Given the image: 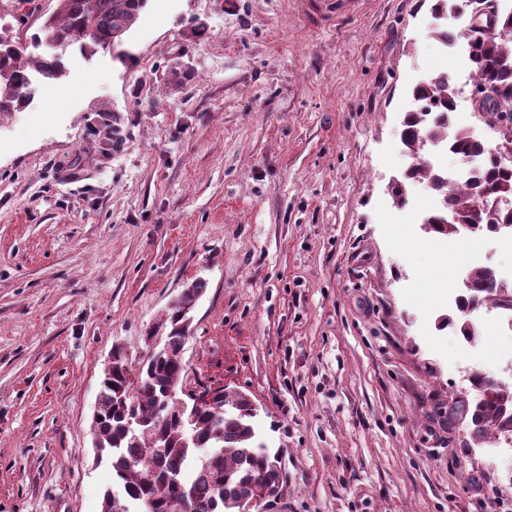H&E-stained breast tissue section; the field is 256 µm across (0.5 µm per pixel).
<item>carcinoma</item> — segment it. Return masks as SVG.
Here are the masks:
<instances>
[{"label":"carcinoma","instance_id":"carcinoma-1","mask_svg":"<svg viewBox=\"0 0 512 512\" xmlns=\"http://www.w3.org/2000/svg\"><path fill=\"white\" fill-rule=\"evenodd\" d=\"M59 11L46 20L47 36L60 46L80 44L94 55L117 31L128 33L137 22L147 0H58ZM471 7L483 12L498 11L500 28L510 30L469 35L460 30L435 27L431 37L446 45L464 39L475 70L473 85L491 86L512 97V11L501 12L490 0H471ZM64 66L58 57L23 55L13 45L0 40V113L15 112L26 106L33 93L32 73L51 83L62 76ZM417 108L406 114L401 142L406 150L420 157L421 138L434 142L449 140L452 154L464 160L477 153L487 154L484 166L475 171L469 189L448 185V178L430 165L407 169L403 182L420 179L439 197L438 208L427 215L431 233L438 237L458 234L462 224L512 226V208L499 209L496 200L512 197V165L497 160L498 147L485 145L465 129L453 137L457 88L446 73L417 83L412 89ZM451 213L453 224L441 223ZM205 282L196 280L179 295L165 320L168 332L162 348L148 358L138 372L125 363L112 372V379L101 380L100 419L92 434L100 445L102 460L112 469V479L125 494V512H134L140 497L151 496L157 512H239L244 499L266 496L285 481L276 468L279 455L260 441L257 403L246 393L230 387L213 390L212 402L189 413L168 396L182 387L185 364L180 357L184 333L182 313L194 308ZM512 287H504L489 268L474 270L466 292L459 296L457 310L465 315L484 305L501 307ZM475 387L489 392L480 398L471 413L472 433L482 440L492 426L512 439V392L489 376L475 377ZM158 447L156 457L146 448Z\"/></svg>","mask_w":512,"mask_h":512}]
</instances>
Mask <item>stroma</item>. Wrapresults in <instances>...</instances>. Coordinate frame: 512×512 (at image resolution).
I'll use <instances>...</instances> for the list:
<instances>
[{"instance_id": "stroma-1", "label": "stroma", "mask_w": 512, "mask_h": 512, "mask_svg": "<svg viewBox=\"0 0 512 512\" xmlns=\"http://www.w3.org/2000/svg\"><path fill=\"white\" fill-rule=\"evenodd\" d=\"M57 5L0 0V30L50 57ZM432 22L430 0H148L125 58L71 46L0 113V512H100L104 364L139 365L197 279L183 386L258 404L286 475L263 512H512V443L459 411L474 373L512 387V313L444 323L475 252L504 270L512 246L425 232L426 181L388 192L422 76L501 141Z\"/></svg>"}]
</instances>
